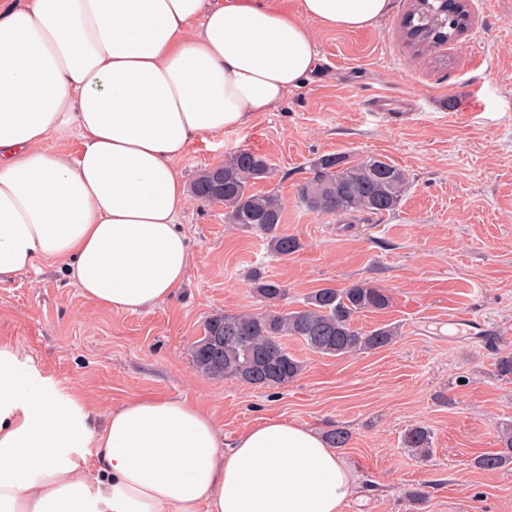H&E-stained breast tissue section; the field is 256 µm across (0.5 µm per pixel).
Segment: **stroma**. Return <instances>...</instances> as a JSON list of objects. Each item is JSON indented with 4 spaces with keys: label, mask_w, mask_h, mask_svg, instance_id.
I'll use <instances>...</instances> for the list:
<instances>
[{
    "label": "stroma",
    "mask_w": 512,
    "mask_h": 512,
    "mask_svg": "<svg viewBox=\"0 0 512 512\" xmlns=\"http://www.w3.org/2000/svg\"><path fill=\"white\" fill-rule=\"evenodd\" d=\"M409 3L392 0L388 17L363 31L311 23L310 77L275 110L196 140L177 162L190 183L238 150L266 155L277 169L268 187L298 252L275 256L260 231L195 199L181 219L194 262L171 299L138 313L103 310L46 267L0 284V339L102 417L158 396L210 412L228 446L269 416L322 436L345 428L339 454L360 492L343 512H512V468L474 465L512 422V383L495 371L512 352V0H471L470 30L420 57L399 31ZM339 152L405 169L400 204L331 216L299 203L310 163ZM256 271L287 286L291 310L322 287L386 288L391 308L361 313L357 324L396 327L397 339L331 358L287 338L305 368L278 388L200 374L191 344L209 317L266 309L251 284ZM419 424L432 432L423 462L403 446ZM412 490L426 503L410 501Z\"/></svg>",
    "instance_id": "obj_1"
}]
</instances>
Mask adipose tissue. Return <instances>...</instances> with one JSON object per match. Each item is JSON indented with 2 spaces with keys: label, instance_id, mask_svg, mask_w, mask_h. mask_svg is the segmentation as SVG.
Masks as SVG:
<instances>
[{
  "label": "adipose tissue",
  "instance_id": "obj_1",
  "mask_svg": "<svg viewBox=\"0 0 512 512\" xmlns=\"http://www.w3.org/2000/svg\"><path fill=\"white\" fill-rule=\"evenodd\" d=\"M391 0H0V283L64 264L99 307L181 288L177 160L278 107L316 65L308 27L360 31ZM76 138L77 154L47 150ZM97 450L87 487L84 448ZM350 464L265 418L225 448L212 417L143 397L98 422L0 339V512H341Z\"/></svg>",
  "mask_w": 512,
  "mask_h": 512
}]
</instances>
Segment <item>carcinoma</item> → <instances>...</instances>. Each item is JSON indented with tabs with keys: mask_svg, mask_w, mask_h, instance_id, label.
<instances>
[{
	"mask_svg": "<svg viewBox=\"0 0 512 512\" xmlns=\"http://www.w3.org/2000/svg\"><path fill=\"white\" fill-rule=\"evenodd\" d=\"M464 25L453 0H411L400 30L404 41L419 52L457 40ZM274 174L266 156L239 150L204 170L192 190L198 200L209 202L217 194L216 176H222L226 221L261 231L270 251L286 259L299 250L300 242L280 229L284 204L276 192L254 189ZM407 186L406 172L381 157L353 160L334 154L311 166V177L298 185L297 196L301 204L322 214L381 215L398 206ZM254 289L272 309L261 314H216L206 320L202 336L192 346L193 365L200 373L255 387H281L303 371L302 362L283 342L286 336L317 354L339 358L386 347L396 334L390 326L365 331L355 325L356 314L391 307L386 288L366 282L318 288L308 294L303 307L291 311L278 308L287 294L280 282L257 274ZM499 442L498 450L475 458L476 467L494 471L512 466V423L500 427ZM404 445L424 460L430 453L431 432L415 426L405 434Z\"/></svg>",
	"mask_w": 512,
	"mask_h": 512,
	"instance_id": "1",
	"label": "carcinoma"
}]
</instances>
